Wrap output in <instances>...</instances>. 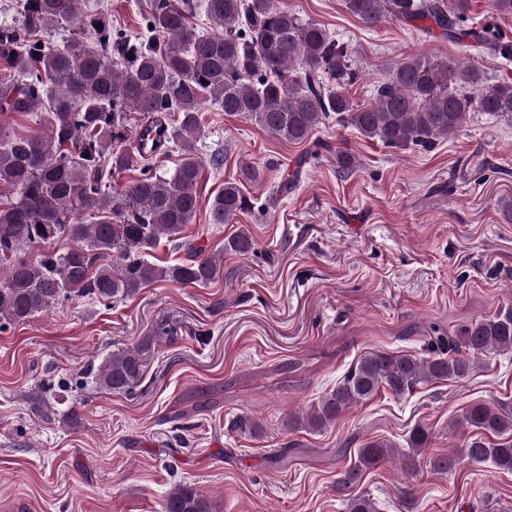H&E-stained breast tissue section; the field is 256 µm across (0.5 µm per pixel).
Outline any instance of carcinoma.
<instances>
[{
    "label": "carcinoma",
    "instance_id": "1",
    "mask_svg": "<svg viewBox=\"0 0 512 512\" xmlns=\"http://www.w3.org/2000/svg\"><path fill=\"white\" fill-rule=\"evenodd\" d=\"M80 0H23L18 22L0 25V330L73 297L99 303L128 298L159 282L205 286L220 274L212 257L157 265L146 255L180 233L198 206L204 164L200 109L211 98L224 112L256 122L278 139L305 144L329 120L350 126L393 149H428L448 139L472 112L512 122V82L489 84L481 69L428 55L406 57L376 86L370 103L356 107L346 94L360 76L352 52L319 23L279 8L275 0H204L210 30L194 22L192 0H152L148 35L112 29L102 9L81 12ZM368 28L388 21L432 22L441 34L472 39L482 51L512 58V45L485 28H464L471 0H345ZM74 28L62 47L44 41L55 25ZM46 109L49 131L18 134L2 117ZM176 147L171 173L155 161ZM140 164L142 177L120 186L114 177ZM242 179L224 182L210 205V221L226 224L253 208ZM60 240L64 252L49 249ZM174 328L113 351L86 369L97 389L131 395L140 387L160 342ZM425 357L373 351L292 430L321 431L354 404L385 388L404 396L439 380H463L494 354L512 353V308L438 336ZM476 436L432 458L448 472L456 461L489 462L512 471V411L475 403L453 421ZM497 438L492 442L487 436ZM428 431L418 426L409 448L373 442L336 482L345 492L363 471L389 458L413 471ZM347 512H376L366 496L347 498ZM161 512H213L192 484H176Z\"/></svg>",
    "mask_w": 512,
    "mask_h": 512
}]
</instances>
